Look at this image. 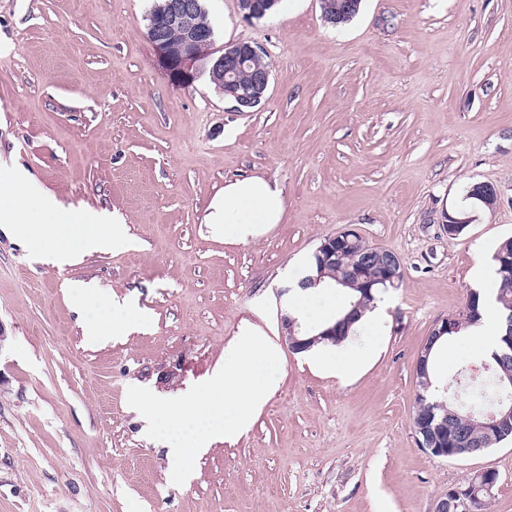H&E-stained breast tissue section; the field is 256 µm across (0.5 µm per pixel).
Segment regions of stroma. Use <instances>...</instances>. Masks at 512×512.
I'll return each mask as SVG.
<instances>
[{
	"mask_svg": "<svg viewBox=\"0 0 512 512\" xmlns=\"http://www.w3.org/2000/svg\"><path fill=\"white\" fill-rule=\"evenodd\" d=\"M151 0H0V166L59 207L119 217L129 246L57 266L0 230V512H434L448 488L493 469L484 512H512V441L475 456L417 447L415 364L437 323L492 288L489 244L512 237V0H361L346 25L318 0L244 22L206 0L218 45L264 51L271 82L237 112L206 74L169 77L148 35ZM264 175L285 215L228 243L207 223L230 179ZM493 185L459 236L445 215ZM351 227L396 253L390 321L352 379L294 353L282 290L320 243ZM93 295L76 303L73 282ZM147 319L88 344L97 299ZM280 347L275 391L249 431L217 442L183 485L129 386L185 394L224 363L244 322ZM434 362L442 384L483 372L465 339Z\"/></svg>",
	"mask_w": 512,
	"mask_h": 512,
	"instance_id": "stroma-1",
	"label": "stroma"
}]
</instances>
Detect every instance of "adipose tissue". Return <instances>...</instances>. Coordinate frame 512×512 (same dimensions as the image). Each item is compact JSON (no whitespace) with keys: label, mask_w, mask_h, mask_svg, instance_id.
<instances>
[{"label":"adipose tissue","mask_w":512,"mask_h":512,"mask_svg":"<svg viewBox=\"0 0 512 512\" xmlns=\"http://www.w3.org/2000/svg\"><path fill=\"white\" fill-rule=\"evenodd\" d=\"M210 209L209 221L222 226L225 241L247 243L262 238L272 225L282 222L285 200L277 180L254 175L226 182L223 194L211 201ZM0 225L16 237L51 251L62 265L75 261L82 253L107 251L128 243L123 225L103 224L92 215L60 211L20 170L0 168ZM100 304L112 310V318L89 317L83 323L87 339L95 344L123 335L143 318L139 310L118 305L108 297L101 298ZM386 321L384 304L364 311L348 336L332 346L338 360L337 372L354 370L372 359L373 349L364 347L358 337L368 328L383 331ZM500 329L501 315L495 297L483 294L480 319L465 334L483 353L490 354L498 348Z\"/></svg>","instance_id":"obj_1"}]
</instances>
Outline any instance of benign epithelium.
I'll use <instances>...</instances> for the list:
<instances>
[{
	"label": "benign epithelium",
	"mask_w": 512,
	"mask_h": 512,
	"mask_svg": "<svg viewBox=\"0 0 512 512\" xmlns=\"http://www.w3.org/2000/svg\"><path fill=\"white\" fill-rule=\"evenodd\" d=\"M238 9L242 18L248 22L260 20L271 12L274 5L272 0H237ZM203 11L200 0H165L158 7L157 17L167 19L171 25L183 26L181 39L173 43L160 35L157 23L148 27L150 39L158 49L171 76L183 83H190L197 78L199 62L207 58L208 77L224 86V96L233 103L237 112H245L260 105L270 84L271 72L268 68L255 69L249 73L246 83L238 80V75L245 71L246 66L255 58L262 56L261 49L250 42H238L221 48L215 47L214 33L209 25L202 22H192L190 18ZM203 44L210 46L205 52L199 50ZM354 245L363 256H371L383 251L381 247L367 244L354 230L346 229L338 232L320 244L316 254L323 261L336 260V244ZM350 318L328 325L319 335L306 338L301 335V324L294 318L286 315L282 319L284 336L288 345L295 352L306 351L311 344L323 339L336 341V337L346 335ZM456 330L452 319L447 318L432 329L427 336L416 362V376L427 373L430 353L435 343L443 336ZM415 442L435 457L456 458L471 456L483 452L481 448H450L448 447V421L442 420L437 425L428 421L413 418ZM478 483H471L466 487H455L448 490L437 501L434 512H470V503L478 494L489 496L498 482V473L486 470L475 475Z\"/></svg>",
	"instance_id": "obj_1"
}]
</instances>
